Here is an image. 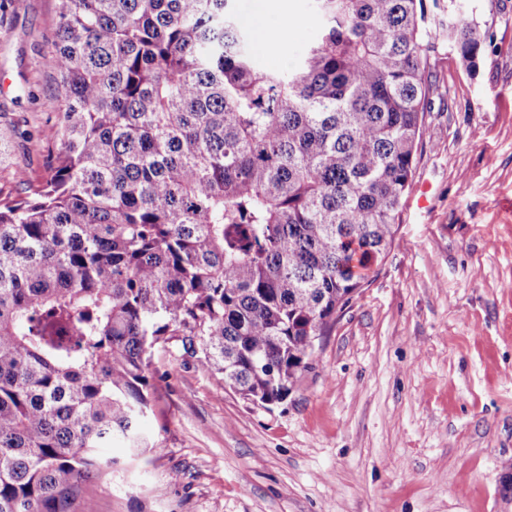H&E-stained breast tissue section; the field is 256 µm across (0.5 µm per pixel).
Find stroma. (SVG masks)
Instances as JSON below:
<instances>
[{
    "mask_svg": "<svg viewBox=\"0 0 512 512\" xmlns=\"http://www.w3.org/2000/svg\"><path fill=\"white\" fill-rule=\"evenodd\" d=\"M234 0L256 65L288 71L320 24L283 0ZM488 33L476 72L450 45L427 73L415 174L392 247L288 398L222 389L180 343L156 350L150 447L104 449L98 512H512V0H459ZM56 0L0 13V198L47 175L56 139Z\"/></svg>",
    "mask_w": 512,
    "mask_h": 512,
    "instance_id": "35a3bbf8",
    "label": "stroma"
}]
</instances>
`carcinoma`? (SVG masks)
<instances>
[{"label": "carcinoma", "mask_w": 512, "mask_h": 512, "mask_svg": "<svg viewBox=\"0 0 512 512\" xmlns=\"http://www.w3.org/2000/svg\"><path fill=\"white\" fill-rule=\"evenodd\" d=\"M319 36L257 68L230 0H57L48 175L0 199V512H93L137 450L171 339L254 405L394 241L436 58L426 0H317ZM473 72L485 37L448 0Z\"/></svg>", "instance_id": "cac0c4a2"}]
</instances>
